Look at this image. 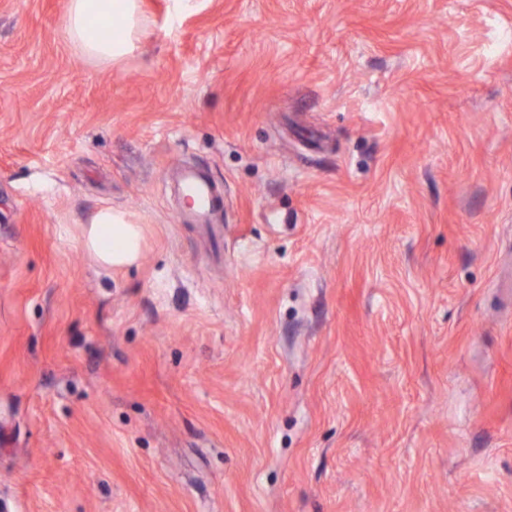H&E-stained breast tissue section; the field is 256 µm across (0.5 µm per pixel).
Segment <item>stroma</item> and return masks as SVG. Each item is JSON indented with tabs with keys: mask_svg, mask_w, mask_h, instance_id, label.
I'll use <instances>...</instances> for the list:
<instances>
[{
	"mask_svg": "<svg viewBox=\"0 0 512 512\" xmlns=\"http://www.w3.org/2000/svg\"><path fill=\"white\" fill-rule=\"evenodd\" d=\"M68 5L0 0V512H512V0ZM139 0H70L64 19L65 29L73 42L89 58L99 62H112L129 52L140 34ZM120 20V28L112 39L97 40L114 34L117 27L107 28L115 19ZM102 24V25H101ZM104 25V26H103ZM177 184L180 194L191 201L186 213L189 221L192 224H211V216L220 205L217 188L211 179L195 167H182ZM85 248L104 266L121 267L141 253V231L125 213L112 207L98 209L84 230Z\"/></svg>",
	"mask_w": 512,
	"mask_h": 512,
	"instance_id": "stroma-1",
	"label": "stroma"
}]
</instances>
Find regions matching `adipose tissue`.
I'll list each match as a JSON object with an SVG mask.
<instances>
[{
  "label": "adipose tissue",
  "mask_w": 512,
  "mask_h": 512,
  "mask_svg": "<svg viewBox=\"0 0 512 512\" xmlns=\"http://www.w3.org/2000/svg\"><path fill=\"white\" fill-rule=\"evenodd\" d=\"M108 26L119 21L117 35L107 40L88 37L89 20ZM73 42L89 58L112 62L129 52L140 33L139 0H69L64 19ZM84 245L104 266L121 267L137 260L141 253L139 225L126 214L109 207L98 209L84 231Z\"/></svg>",
  "instance_id": "ef3b65f1"
}]
</instances>
